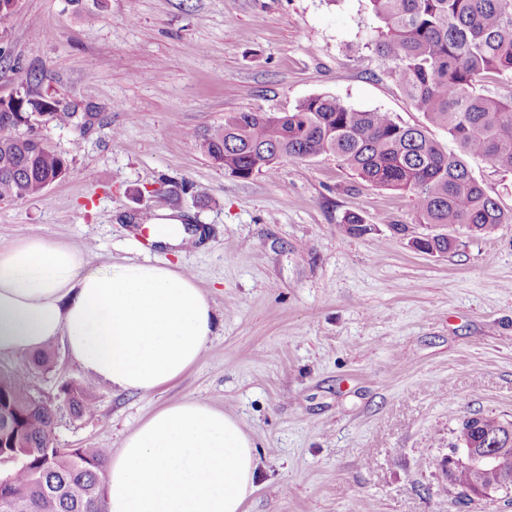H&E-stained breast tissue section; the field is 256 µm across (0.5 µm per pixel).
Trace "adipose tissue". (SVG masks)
<instances>
[{"mask_svg":"<svg viewBox=\"0 0 512 512\" xmlns=\"http://www.w3.org/2000/svg\"><path fill=\"white\" fill-rule=\"evenodd\" d=\"M85 257L33 239L0 249V357L64 338L95 379L148 395L182 378L215 332L195 280L170 265L130 262L82 273ZM254 442L237 417L184 398L135 428L113 453L107 512H244Z\"/></svg>","mask_w":512,"mask_h":512,"instance_id":"adipose-tissue-1","label":"adipose tissue"}]
</instances>
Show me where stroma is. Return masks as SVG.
<instances>
[{
  "label": "stroma",
  "mask_w": 512,
  "mask_h": 512,
  "mask_svg": "<svg viewBox=\"0 0 512 512\" xmlns=\"http://www.w3.org/2000/svg\"><path fill=\"white\" fill-rule=\"evenodd\" d=\"M379 25L370 0H17L0 20V97L43 70L57 100L94 116L81 131L37 125L70 170L0 204V249L38 238L81 251L89 271L166 262L218 320L178 381L149 396L102 383L91 414L58 412V447L119 449L153 412L195 398L254 438L244 512H512L461 504L439 467L461 418L512 420V223L427 255L410 245L429 231L410 195L335 157L242 179L196 146L226 113L320 94L423 124L371 44ZM166 181L180 187L175 216L201 232L192 246L147 241ZM350 212L372 231L349 234ZM52 349V370L28 356L0 370H27L56 405L87 374L63 342Z\"/></svg>",
  "instance_id": "obj_1"
}]
</instances>
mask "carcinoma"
<instances>
[{
  "label": "carcinoma",
  "instance_id": "cac0c4a2",
  "mask_svg": "<svg viewBox=\"0 0 512 512\" xmlns=\"http://www.w3.org/2000/svg\"><path fill=\"white\" fill-rule=\"evenodd\" d=\"M383 22L373 39L389 62L390 78L425 120L398 121L390 112L356 110L328 95L300 100L282 114L232 112L205 132L197 147L213 164L238 178L274 174L286 161L334 155L342 166L376 187L413 198L420 224L435 233L413 238L420 252L446 254L456 238L439 228L459 226L472 235L512 223L473 174L468 159L483 158L512 172V0H371ZM44 71L31 73L0 111V203L43 195L66 177L68 158L45 139L19 134L47 113L58 127H78L83 117L40 93ZM494 81L503 95L483 91ZM445 131L455 145L445 149L427 127ZM356 236L372 231L359 214L345 217ZM71 414L93 410L87 383L61 388ZM0 499L8 512H97L112 449L59 448L55 408L32 396L28 374L0 375ZM448 447L461 460L439 462L449 484L473 492L512 491V421L496 416L459 420ZM493 456V461L483 456Z\"/></svg>",
  "mask_w": 512,
  "mask_h": 512
}]
</instances>
